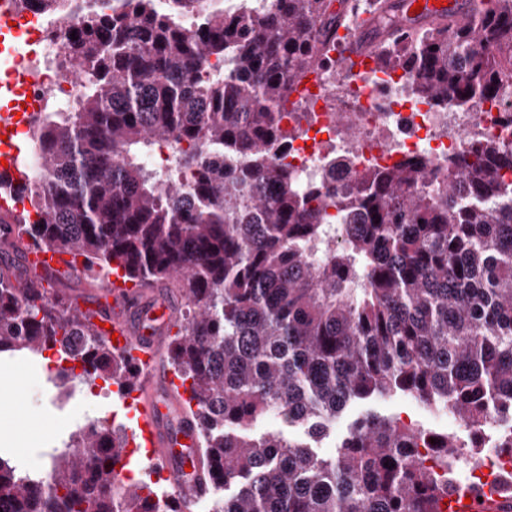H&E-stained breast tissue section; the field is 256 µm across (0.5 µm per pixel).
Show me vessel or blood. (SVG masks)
Returning <instances> with one entry per match:
<instances>
[{
	"mask_svg": "<svg viewBox=\"0 0 512 512\" xmlns=\"http://www.w3.org/2000/svg\"><path fill=\"white\" fill-rule=\"evenodd\" d=\"M415 0H399L397 7L402 25L412 28L430 20H451L471 12L475 0H445L443 5L425 0L421 11H414ZM367 26H359L340 66L342 75L353 74L361 57L374 53L375 46L367 37ZM12 120L0 114V221L10 222L15 210L13 185L25 182L26 174L16 163L20 147L11 141ZM23 262L30 276L40 282H60L82 271L81 261L72 254L42 247H26ZM123 270L105 277L94 291L93 298H79L78 312L93 322L110 325L117 335L116 346L141 359L144 373L140 386L150 399L139 410L137 428L131 442L119 455L120 464H128L136 452H144L151 462L163 466L168 474L169 498L178 505V512H193L196 503L209 492L206 482L194 476L198 446V425L195 418L173 398L177 379L162 357L165 333L175 319L173 305L145 291L123 286ZM447 512H512V498L485 485L483 497L467 501L464 490L448 497Z\"/></svg>",
	"mask_w": 512,
	"mask_h": 512,
	"instance_id": "obj_1",
	"label": "vessel or blood"
}]
</instances>
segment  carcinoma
Wrapping results in <instances>:
<instances>
[{
	"label": "carcinoma",
	"mask_w": 512,
	"mask_h": 512,
	"mask_svg": "<svg viewBox=\"0 0 512 512\" xmlns=\"http://www.w3.org/2000/svg\"><path fill=\"white\" fill-rule=\"evenodd\" d=\"M367 3L386 36L377 65L402 68L416 96L463 107L512 80V0L413 30L386 0ZM331 4L210 12L167 0L160 12L124 0L112 12L88 0L67 34L82 94L32 116L44 192L36 219L14 215L17 236L4 237L72 250L95 281L117 262L140 285L182 290L189 310L168 357L217 512H441L459 461L512 453V426L479 436L491 412L512 408V150L489 141L433 179L427 162H404L366 169L353 194L303 190L279 163L295 136L283 120L309 72L341 65L330 52L355 6ZM184 13L198 17L191 33L176 22ZM164 143L187 148L146 169L142 156ZM329 208L350 220L339 240ZM12 277L0 269V353L55 349L81 364L63 377L136 386L139 369L104 333ZM396 394L457 416L470 436L365 411L335 455L314 451L348 406ZM268 415L280 428L252 434ZM126 443L97 420L45 477L0 456V512H177L150 483L115 490Z\"/></svg>",
	"instance_id": "carcinoma-1"
}]
</instances>
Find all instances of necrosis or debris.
Here are the masks:
<instances>
[{
  "label": "necrosis or debris",
  "instance_id": "obj_1",
  "mask_svg": "<svg viewBox=\"0 0 512 512\" xmlns=\"http://www.w3.org/2000/svg\"><path fill=\"white\" fill-rule=\"evenodd\" d=\"M82 6L83 0H73L66 17L37 8L13 56L0 59V75L35 98V111L62 110L80 93L61 65L68 54L61 33L77 25ZM319 84L318 99L304 101L310 110L319 105V113L287 118L302 132L289 142L283 161L305 188L329 182L344 189L368 167L388 168L414 157L428 158L431 175L438 176L449 159L470 154L486 141L512 147L511 87L496 99L460 108L418 98L399 69L383 73L369 66L350 79L323 72Z\"/></svg>",
  "mask_w": 512,
  "mask_h": 512
}]
</instances>
